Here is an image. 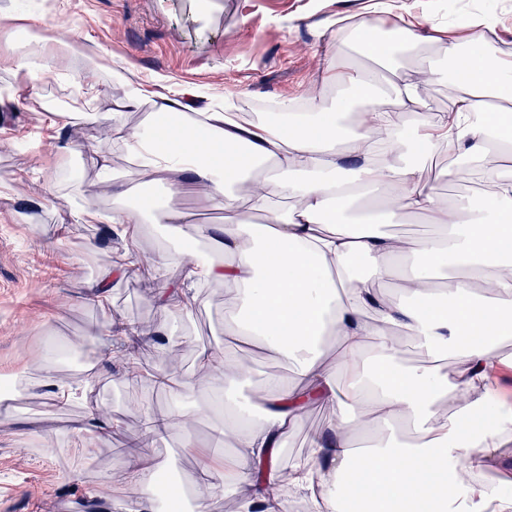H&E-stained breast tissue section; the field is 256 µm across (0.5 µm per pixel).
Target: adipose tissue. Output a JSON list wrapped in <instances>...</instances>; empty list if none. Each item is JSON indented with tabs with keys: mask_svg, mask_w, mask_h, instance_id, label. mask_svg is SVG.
Returning <instances> with one entry per match:
<instances>
[{
	"mask_svg": "<svg viewBox=\"0 0 512 512\" xmlns=\"http://www.w3.org/2000/svg\"><path fill=\"white\" fill-rule=\"evenodd\" d=\"M343 40L377 70L362 75L340 62ZM422 43L415 23L389 27L374 13L337 28L322 48L320 80L303 94L307 111L256 123L199 88L171 96L125 76L101 104L100 48L69 77L126 166L115 171L111 154L92 151L79 189L63 194L50 183L42 201L63 204L77 223L125 233L166 225L186 275L228 287L225 335L295 364L290 375L255 384L244 401L233 389L250 368L229 353L200 352L178 378L157 372L158 384L181 396L223 377L234 414L216 437L234 440L235 455L223 470H206L196 512H211L220 488L240 512H288L299 492L312 512H512V479L503 478L502 496L481 480L512 447V409L489 394L490 372L506 362L500 339L512 335V166L493 168L484 194L454 202L428 186L422 166L443 144L479 161L495 139L512 155V60L490 42L445 33L436 40L442 68L427 65L396 83L386 107V70ZM68 44L58 30L51 41L0 55V69L21 77L14 91L24 93L25 79L61 67ZM436 79L448 85L445 113L429 111L426 89ZM326 85L342 90L330 105ZM146 104L154 123L127 125ZM402 112L416 115V125H400ZM171 116L184 124H168ZM151 184L192 186L223 209V224H198L194 213L161 202H130L134 188ZM104 199L112 208H101ZM258 213L265 223H253ZM399 214L425 219L434 235L384 231ZM326 332L334 349L321 339ZM401 334L415 339L423 364H399ZM442 350L452 371L436 359ZM311 399L331 416L282 480V438ZM160 473L136 462L113 480L152 504Z\"/></svg>",
	"mask_w": 512,
	"mask_h": 512,
	"instance_id": "1",
	"label": "adipose tissue"
}]
</instances>
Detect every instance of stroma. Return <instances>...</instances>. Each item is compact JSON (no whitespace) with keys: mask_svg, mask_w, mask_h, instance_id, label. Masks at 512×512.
Masks as SVG:
<instances>
[{"mask_svg":"<svg viewBox=\"0 0 512 512\" xmlns=\"http://www.w3.org/2000/svg\"><path fill=\"white\" fill-rule=\"evenodd\" d=\"M371 2L214 0L212 11L203 15L196 0H56L50 13L42 11L41 0H0V15L35 10L34 27L42 34L66 26L77 43L128 60L134 79L155 90L191 84L213 95L235 93L247 104L304 90L320 67V47L336 35L332 21H357L369 13ZM475 8L494 10L497 21L492 33L476 29L473 37H489L512 57V0H390L391 15L411 14L428 36L447 27L452 15ZM14 84L13 76L0 70V183L51 181L61 192H75L81 152L65 160L24 152L28 136H47V107L71 108L65 81L36 78L32 102L11 97ZM436 156L426 181L444 199L482 192L481 183L445 176V169L465 165V158L444 147ZM13 206L33 220L0 222V378L31 376L36 367L48 365L60 382L74 384L60 355L78 343L88 347L94 378L86 403L62 405L36 392L0 415V512H50L57 501L68 512H125L127 492L113 484L112 475L125 468L136 450L163 464L165 472L176 473L185 490H192L206 460L234 448L233 442L219 447L209 439L211 430L224 423L214 406L224 393L223 380L183 401L153 379L134 376L128 363L164 367L167 350L158 344L163 331L178 347L185 371L193 368L200 350L223 349V286L200 295L191 282H182L184 294L196 302L188 312L171 315L155 300L166 285L164 277L129 275L113 281L111 303L101 306L91 284L116 260L101 225L78 224L67 211L34 207L28 194L17 197ZM117 317L139 324L142 336L107 335L110 320ZM181 404L198 413L187 431L162 440L149 432L150 419L168 416ZM91 408L101 410L105 424L88 457L71 429ZM329 414V408L313 407L288 431L281 466L308 452L310 437Z\"/></svg>","mask_w":512,"mask_h":512,"instance_id":"stroma-1","label":"stroma"}]
</instances>
